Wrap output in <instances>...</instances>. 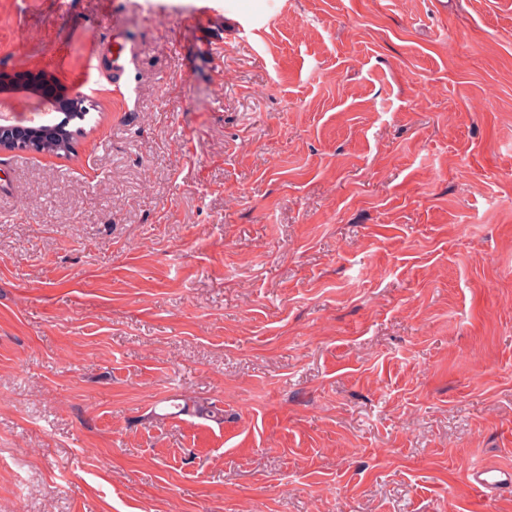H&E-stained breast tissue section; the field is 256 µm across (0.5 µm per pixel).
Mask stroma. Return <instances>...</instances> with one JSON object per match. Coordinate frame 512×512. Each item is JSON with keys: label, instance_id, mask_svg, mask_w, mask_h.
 Returning a JSON list of instances; mask_svg holds the SVG:
<instances>
[{"label": "stroma", "instance_id": "stroma-1", "mask_svg": "<svg viewBox=\"0 0 512 512\" xmlns=\"http://www.w3.org/2000/svg\"><path fill=\"white\" fill-rule=\"evenodd\" d=\"M1 69L91 110L0 154V512H512V0H0ZM125 21L119 14H112V45H105L97 41L93 42L91 58L96 57L97 49L103 48L106 56L112 60V70L123 73L127 65H133L136 57L135 47L130 45L122 37ZM60 126H64V128L50 124L45 128L36 127L30 129L25 134L36 136L43 143L44 151L56 152V155L71 153L77 137L81 135V131L79 129H70L69 126L67 127L66 121L61 123ZM66 145L71 146V148L67 152L62 151ZM468 477L473 489L482 493L493 488L511 486L512 468L473 464Z\"/></svg>", "mask_w": 512, "mask_h": 512}]
</instances>
